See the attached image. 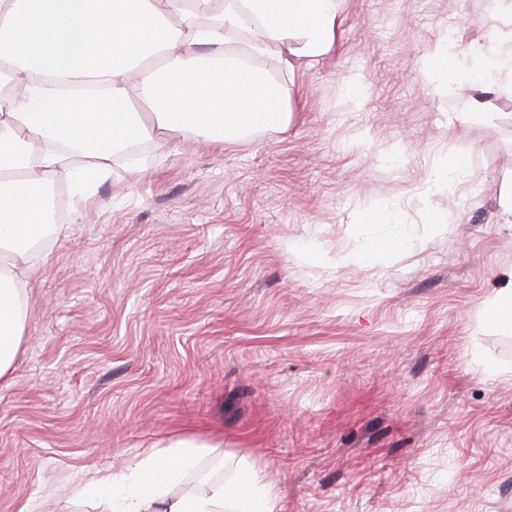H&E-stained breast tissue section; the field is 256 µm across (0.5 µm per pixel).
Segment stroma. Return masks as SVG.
Here are the masks:
<instances>
[{"label":"stroma","instance_id":"35a3bbf8","mask_svg":"<svg viewBox=\"0 0 512 512\" xmlns=\"http://www.w3.org/2000/svg\"><path fill=\"white\" fill-rule=\"evenodd\" d=\"M511 36L495 0H345L287 126L156 136L79 212L55 178L0 382V512H104L70 488L176 435L214 447L186 489L243 458L279 512H512V333L479 317L512 277V94L469 56ZM450 40L458 86L432 87L420 60ZM375 205L409 244L339 263Z\"/></svg>","mask_w":512,"mask_h":512}]
</instances>
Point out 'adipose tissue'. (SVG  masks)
Here are the masks:
<instances>
[{"mask_svg":"<svg viewBox=\"0 0 512 512\" xmlns=\"http://www.w3.org/2000/svg\"><path fill=\"white\" fill-rule=\"evenodd\" d=\"M344 0H0V379L28 315L22 262L49 234V187L76 204L116 160L141 169L138 145L159 134L239 144L291 116L292 91L255 60L278 50L288 75L330 54ZM145 102L140 112L136 101ZM386 237L341 255L369 263L404 248L394 213L369 209ZM210 445L175 436L127 473L97 472L71 490L110 512H277V495L247 460L231 480L178 493Z\"/></svg>","mask_w":512,"mask_h":512,"instance_id":"1","label":"adipose tissue"}]
</instances>
